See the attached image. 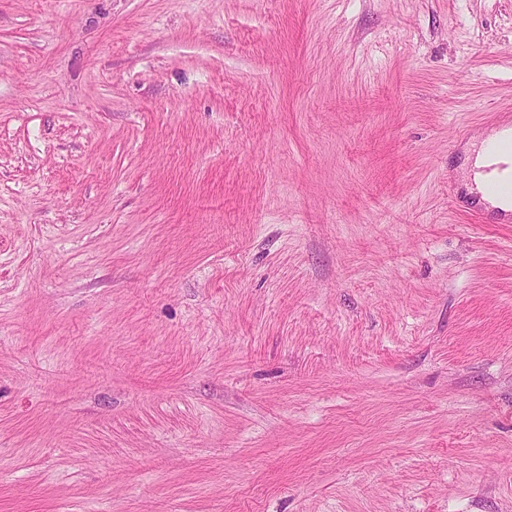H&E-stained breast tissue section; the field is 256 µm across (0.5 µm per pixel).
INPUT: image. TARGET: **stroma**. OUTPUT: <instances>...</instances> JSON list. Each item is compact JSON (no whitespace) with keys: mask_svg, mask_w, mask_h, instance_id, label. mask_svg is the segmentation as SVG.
<instances>
[{"mask_svg":"<svg viewBox=\"0 0 512 512\" xmlns=\"http://www.w3.org/2000/svg\"><path fill=\"white\" fill-rule=\"evenodd\" d=\"M512 0H0V512H512ZM507 134H511L512 136V129L499 128L485 132L483 135H480V137L475 139L477 141L472 143L466 155V161L469 164L472 183V185H467L469 191L473 194H481V201L486 200L493 208L501 210L509 209L512 203L508 204L507 199L495 200L484 196L483 176L479 169H481L482 166L487 165L489 150L491 148L501 146L505 141ZM484 169L488 175L487 189L495 196L512 197V140L500 147V156Z\"/></svg>","mask_w":512,"mask_h":512,"instance_id":"stroma-1","label":"stroma"}]
</instances>
